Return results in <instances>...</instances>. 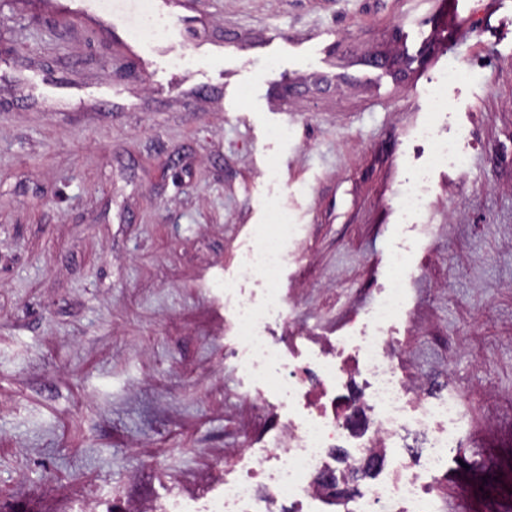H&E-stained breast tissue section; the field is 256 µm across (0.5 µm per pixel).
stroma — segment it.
Masks as SVG:
<instances>
[{"label":"stroma","instance_id":"obj_1","mask_svg":"<svg viewBox=\"0 0 512 512\" xmlns=\"http://www.w3.org/2000/svg\"><path fill=\"white\" fill-rule=\"evenodd\" d=\"M188 0L164 58L223 38L159 95L122 34L72 0H0V512H124L205 499L237 448L276 431L239 369L235 307L270 207L299 226L275 276L287 361L349 335L408 248L399 368L448 390L478 461L512 436V0ZM281 32L294 62L264 43ZM430 219L398 190L449 64ZM38 72L41 83L25 78ZM264 75L254 96L238 92ZM275 168V179L266 171Z\"/></svg>","mask_w":512,"mask_h":512}]
</instances>
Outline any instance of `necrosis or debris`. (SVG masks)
Here are the masks:
<instances>
[{"mask_svg": "<svg viewBox=\"0 0 512 512\" xmlns=\"http://www.w3.org/2000/svg\"><path fill=\"white\" fill-rule=\"evenodd\" d=\"M468 72L449 66L439 89L429 97V118L416 131L429 145L427 166L414 170L399 209L403 223L423 218L435 168L464 165L457 141L441 138L439 117L447 112L442 86L467 80ZM297 226L287 211L271 208L255 248L245 254V271L266 278L288 258ZM410 266L405 252L393 257L388 286L365 312L359 327L335 346L311 350L299 366L286 368L270 335L272 322L284 319L286 304L275 288L238 308L241 370L267 381L275 393L280 433L269 448H246L228 462L230 473L219 491L204 502L175 498L163 512H261L262 502L289 503L292 512H335L336 497L318 477L345 479L353 472L365 483L347 512H440L433 482L448 452L460 448L463 419L456 398L416 393L394 366L389 330L406 304ZM362 380L360 399L346 400L351 377ZM417 433L429 441L422 459L411 461L389 450L391 441ZM480 464L457 469L452 480L469 512H512V447L495 430Z\"/></svg>", "mask_w": 512, "mask_h": 512, "instance_id": "1", "label": "necrosis or debris"}]
</instances>
